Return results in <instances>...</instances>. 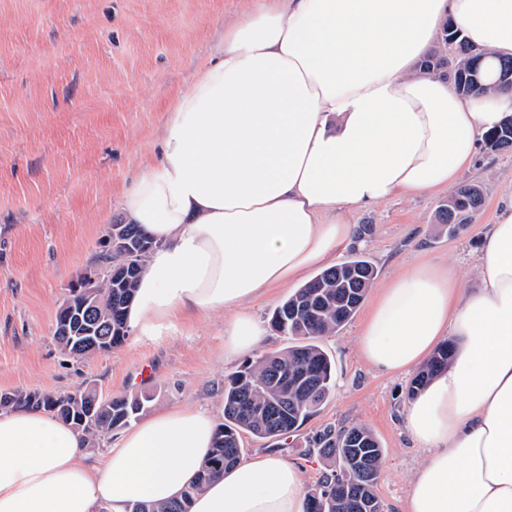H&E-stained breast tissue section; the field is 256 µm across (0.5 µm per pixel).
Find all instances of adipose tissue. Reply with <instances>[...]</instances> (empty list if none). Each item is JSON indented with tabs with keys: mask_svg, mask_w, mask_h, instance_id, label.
I'll use <instances>...</instances> for the list:
<instances>
[{
	"mask_svg": "<svg viewBox=\"0 0 512 512\" xmlns=\"http://www.w3.org/2000/svg\"><path fill=\"white\" fill-rule=\"evenodd\" d=\"M484 52L495 83L512 58V0H263L224 31L214 60L169 109L160 149L126 189L123 222L157 241L128 324L225 310L224 351L261 343L247 309L356 240L342 218L398 196L444 191L468 170L512 91L462 95L420 71L444 21ZM480 285L424 264L376 295L363 357L386 373L447 368L410 402L426 458L405 512H512V201L483 234ZM212 413L157 410L94 456L45 412L0 410V512H131L165 503L202 469ZM301 469L257 454L214 477L190 512H305Z\"/></svg>",
	"mask_w": 512,
	"mask_h": 512,
	"instance_id": "obj_1",
	"label": "adipose tissue"
}]
</instances>
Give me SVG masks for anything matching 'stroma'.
I'll return each instance as SVG.
<instances>
[{
  "label": "stroma",
  "instance_id": "obj_1",
  "mask_svg": "<svg viewBox=\"0 0 512 512\" xmlns=\"http://www.w3.org/2000/svg\"><path fill=\"white\" fill-rule=\"evenodd\" d=\"M253 0H0V393H145L150 410L196 404L223 414L224 378L246 355L224 356V318L184 317L157 338L129 335L107 354L74 357L54 339L56 312L81 276L97 271L99 242L121 215L123 190L158 150L177 95L214 56L225 23ZM460 183L480 185L482 210L459 235L434 226L444 194L395 198L346 215L359 244L337 262L365 255L382 287L416 261L452 267L464 290L486 225L512 188V150L481 146ZM277 289L251 312L264 335L258 355L286 348L274 307L300 288ZM367 313L321 339L335 387L318 412L275 440L243 437V457L277 454L299 465L307 489L325 470L315 440L326 429L363 425L383 448L378 495L404 512L423 459L404 425L413 372L384 374L359 353Z\"/></svg>",
  "mask_w": 512,
  "mask_h": 512
}]
</instances>
